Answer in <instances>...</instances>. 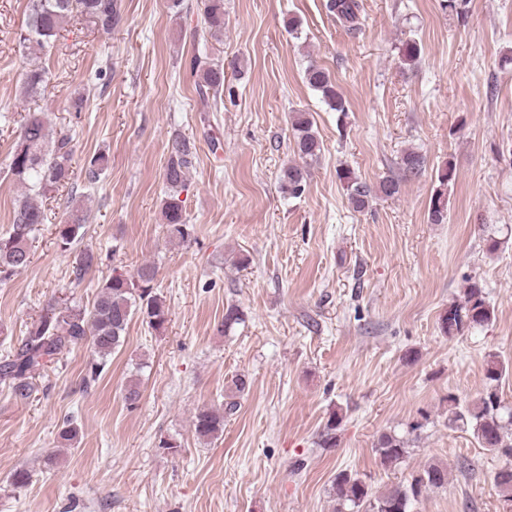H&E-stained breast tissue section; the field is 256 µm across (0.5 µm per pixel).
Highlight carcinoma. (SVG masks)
Instances as JSON below:
<instances>
[{"label": "carcinoma", "instance_id": "1", "mask_svg": "<svg viewBox=\"0 0 512 512\" xmlns=\"http://www.w3.org/2000/svg\"><path fill=\"white\" fill-rule=\"evenodd\" d=\"M26 27L19 34V42L29 53L43 51L57 37L61 26L74 14L91 20L105 34L123 22L121 0H28ZM326 9L349 32L358 31L362 25L360 0H326ZM204 24L211 36L224 34V0H203ZM401 61L414 66L421 57V45L414 39L403 42ZM191 70L196 76L199 94L217 97L224 92V65L201 64L199 57L191 60ZM306 83L321 93L324 102L335 112L347 111L346 103L331 79L330 73L314 62L304 72ZM50 80L49 70L35 66L25 73L22 93L36 96L45 90ZM294 131L295 151L305 161L316 160L322 152V142L313 131V124L305 112H296L291 120ZM73 129L63 128L53 132L45 112H29L21 125L9 163L11 175L24 186L25 191L17 200L10 228L0 235V282L27 268L32 261L31 244L38 226L45 223L46 214L40 199L70 183L73 170ZM196 158V146L179 132L171 135L169 155L163 180L168 194L164 201L163 217L166 237L173 243L191 241L192 225L183 217L179 199L185 188L187 176ZM109 157L99 153L91 157L85 169V179L96 183L108 168ZM405 174L415 176L424 167L425 158L416 150L404 152L401 158ZM338 177L346 184L348 199L354 209L362 211L369 206L374 193L393 197L400 191V183L387 178L372 189L360 181L348 168L339 170ZM308 171L290 165L281 171L279 188L290 198L301 197L307 186ZM455 180L453 163L438 171V187L431 198L429 218L433 224L447 219L448 187ZM88 221L87 210L72 205L63 223L55 225L56 244L64 252L83 239ZM99 260L90 249L80 251L72 266V282L83 281L86 271ZM157 266L140 265L133 273L116 269L112 276L99 285L92 308L66 306L58 312L45 315L28 328L21 344L0 362V381L8 384L13 397L28 401L34 391L32 373L57 356L90 342L98 359L90 362L84 381H96L106 366L107 358L125 341L126 330L134 316L158 331L168 320L165 301L155 291ZM493 308L486 301L482 287L472 282L464 292V302L453 305L441 318L444 334L454 336L465 328L481 327L492 320ZM244 323L239 308L229 305L224 310L220 331L228 334ZM509 372V365L495 354L486 363V385L479 396L462 406L457 398L448 395V426L471 430L480 447L512 459V407L505 405L499 392V382ZM247 388V380L238 377L232 382L225 396L224 409L202 408L193 420L196 437L202 442L218 438L224 432V418L238 408L237 395ZM341 418L331 412L319 434L320 448L337 446V430ZM376 451L385 467L397 466L408 454V440L392 433L382 434ZM495 484L512 502V463L499 469ZM448 483V469L429 463L411 472L403 482L382 494H376L361 478L341 471L336 475L334 488L337 495L336 512H411L414 502L428 491Z\"/></svg>", "mask_w": 512, "mask_h": 512}]
</instances>
